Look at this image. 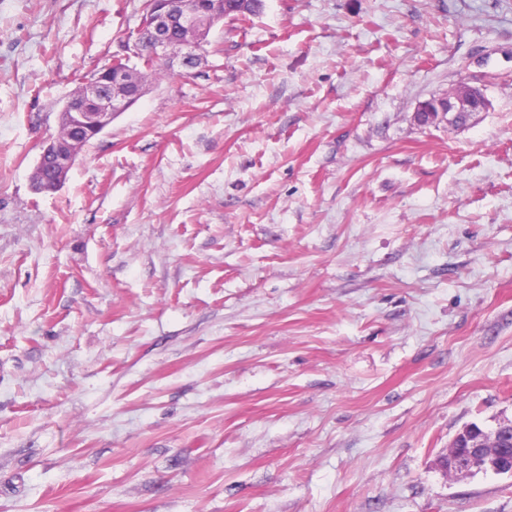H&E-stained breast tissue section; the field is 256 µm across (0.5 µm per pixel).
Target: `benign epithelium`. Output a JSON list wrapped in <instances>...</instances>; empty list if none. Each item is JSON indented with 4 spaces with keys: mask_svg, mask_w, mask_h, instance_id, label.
Here are the masks:
<instances>
[{
    "mask_svg": "<svg viewBox=\"0 0 512 512\" xmlns=\"http://www.w3.org/2000/svg\"><path fill=\"white\" fill-rule=\"evenodd\" d=\"M147 5L137 31L147 33L151 56L169 68L177 59L184 67L195 66L211 29L224 20L222 0H148ZM176 30L186 32L187 37L173 38ZM144 93L130 66L109 73L103 81H84L63 105L62 125L56 135L43 142L38 164L63 173L70 170L78 159L73 149L76 141L102 134ZM488 107L482 89L462 83L445 95L420 102L416 118L427 124L450 114L451 122L461 124L471 113L484 112ZM451 461L455 472L486 469L512 475V464L489 460L485 449L473 441L468 443L467 451L452 456Z\"/></svg>",
    "mask_w": 512,
    "mask_h": 512,
    "instance_id": "obj_1",
    "label": "benign epithelium"
}]
</instances>
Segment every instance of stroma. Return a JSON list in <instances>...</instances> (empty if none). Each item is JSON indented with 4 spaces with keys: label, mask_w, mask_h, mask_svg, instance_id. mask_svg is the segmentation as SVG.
<instances>
[{
    "label": "stroma",
    "mask_w": 512,
    "mask_h": 512,
    "mask_svg": "<svg viewBox=\"0 0 512 512\" xmlns=\"http://www.w3.org/2000/svg\"><path fill=\"white\" fill-rule=\"evenodd\" d=\"M142 3L0 0V512H512V0H263L34 192ZM489 102L482 89L461 83L451 92L420 102L416 111V118L422 124L433 122L439 117L453 114L450 120L455 124H462L472 112H484ZM466 448H469L466 452L451 456V469L449 466V454L448 460L447 457H444V459L442 460L443 467H447L448 465V470L460 473H466L471 469H486L487 471L490 470L495 473L512 475V460L511 465H502L499 463H494L493 461L489 460L488 457L485 455V449L480 448L479 444H476L475 441H469L468 446ZM480 471L481 470L477 472Z\"/></svg>",
    "instance_id": "obj_1"
}]
</instances>
